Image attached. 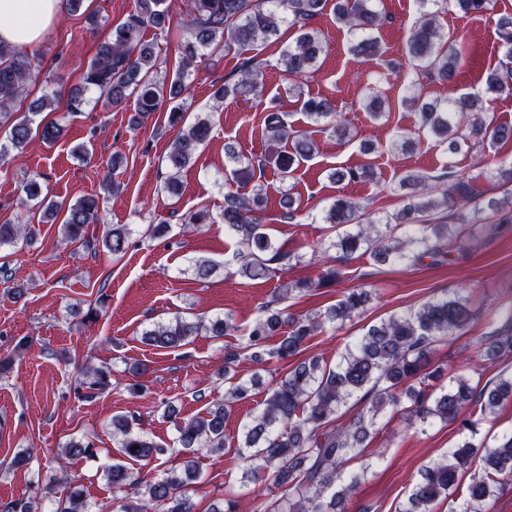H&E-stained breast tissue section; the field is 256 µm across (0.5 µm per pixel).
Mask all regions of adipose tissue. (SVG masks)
<instances>
[{
	"label": "adipose tissue",
	"mask_w": 512,
	"mask_h": 512,
	"mask_svg": "<svg viewBox=\"0 0 512 512\" xmlns=\"http://www.w3.org/2000/svg\"><path fill=\"white\" fill-rule=\"evenodd\" d=\"M66 0H0V41L25 52L37 45L64 11Z\"/></svg>",
	"instance_id": "1"
}]
</instances>
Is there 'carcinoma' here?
I'll return each mask as SVG.
<instances>
[{
    "label": "carcinoma",
    "instance_id": "1",
    "mask_svg": "<svg viewBox=\"0 0 512 512\" xmlns=\"http://www.w3.org/2000/svg\"><path fill=\"white\" fill-rule=\"evenodd\" d=\"M491 3L492 0H418L420 13L407 32L403 60L391 61L394 70L407 66L431 82L448 86V98L438 101L423 97L414 83L403 104L414 112L423 134L451 155L464 146L494 149L512 142L511 124L494 125L487 120L486 98L455 93L461 59L458 39L445 34L439 24V15L452 7L465 16L482 15L490 10ZM174 6V0H136L134 10L112 28L109 38L98 43L79 85L69 93L70 112L82 111L93 95L113 108L132 99L133 125L146 123L163 107L167 108L169 123L179 124L185 116L187 80L197 59L208 52L252 50L278 37L281 27L289 24L296 28L297 37L278 59V69L288 77L285 94L295 99L310 124L322 126L340 140L345 137L346 127L331 101L302 97L301 83L311 76L320 56L328 50L325 40L318 31L308 28V23L324 14L329 0H184L181 24L189 37L181 44L177 65L163 71L158 66L156 45L143 40V31H169ZM335 16L352 37L353 54L368 60L379 55L376 32L383 26L385 16L375 0H336ZM494 33L504 61L488 72L486 91L511 94L512 16L498 17ZM264 70L263 61L246 59L236 78L217 87L213 98L222 101L230 96L263 97ZM40 76L38 55L18 52L0 42V124L11 116L19 93ZM54 102L55 97L45 94L29 104L31 117L11 125L6 142L0 144V157L29 144L33 117L53 108ZM287 117L285 112L266 113L263 123L269 151L257 161L240 155L231 144L225 146V156L236 168L224 183L223 220L238 239L234 260L239 262V271L254 279L273 274L288 254L267 232L263 185L255 184L248 192L244 187L252 180L257 165H271L286 181L313 155L314 144L307 139V132L295 129ZM64 131L53 121L37 126V133L48 144L61 140ZM210 131L209 117L199 116L172 143L166 155L168 172L163 183L168 195H179L180 174ZM331 178L337 182H378L370 165L334 171ZM400 189L405 191L407 204L391 217H373L358 202L336 197L321 220L336 235L330 246L340 252L339 259H348L360 251L378 264L416 262L425 257L436 260L445 256L448 241L456 237L457 225L443 222L453 210L471 207L472 217H459L461 224L492 223L484 215V207L476 204L481 193L461 175L410 172L401 179ZM22 190L26 200L43 206L45 223L62 219L60 243L66 246L83 241L87 225L103 222L98 194L86 195L64 209L45 202L41 185L35 180L27 182ZM487 208L498 215L497 223H512V195L501 203L488 200ZM36 234L32 224H0V246L15 245L20 240L28 243ZM130 235L128 225L113 224L105 231L102 245L117 258L129 248ZM340 275L338 268L329 266L315 284H283L278 288L279 299L286 300L291 293L314 285H331ZM368 300L366 291L354 289L323 312L291 320L284 318L280 309H264L247 330L241 350L224 351V380L229 383L224 401L190 419L179 417V410L164 404L163 417L175 423L176 443L189 457L179 467L152 480L140 477L121 463L105 471L113 489L130 491L138 500L123 512H196V505L187 494V488L201 475L193 453L200 448L210 452L224 450V422L239 402L250 397L249 382L230 375L241 352L249 353L251 360L260 364L272 354L282 360L291 359L321 335L327 325L353 318ZM472 319L462 296L434 297L369 326L359 339L345 346L336 366L327 368L312 357L281 377L268 390L263 408L243 425L239 443V453L248 463L244 479L264 480L277 489L264 512H347L348 494L360 483L370 464L364 463L356 471L347 469V465L363 460L365 444L370 435L380 431L384 412L399 406L411 426L423 430L438 421H458L471 434L420 470L402 512H433V504L448 497L456 488L460 471L476 458L480 460V472L472 477L455 512H480L482 504L512 482V431L477 438L481 422L494 415L503 402L512 401V374L501 373L493 385L484 386L478 393L463 379L436 393L429 389L428 374L424 373L435 346L468 329ZM236 330L230 315L207 322L176 316L143 332L142 339L155 348L176 350L203 331L221 339ZM272 337L277 343L268 351L266 342ZM473 354L478 360L491 361L512 356V323L505 332L479 339ZM111 386L109 367L88 366L79 390L83 397L92 398ZM352 400L361 408L345 418L342 409ZM112 437L119 456L133 463L159 460L167 453L164 444L140 431L139 419L133 415L112 418ZM94 452L91 440H71L57 457L58 467L64 470L70 460L92 456ZM54 504L53 512H91L82 485L75 482Z\"/></svg>",
    "mask_w": 512,
    "mask_h": 512
}]
</instances>
